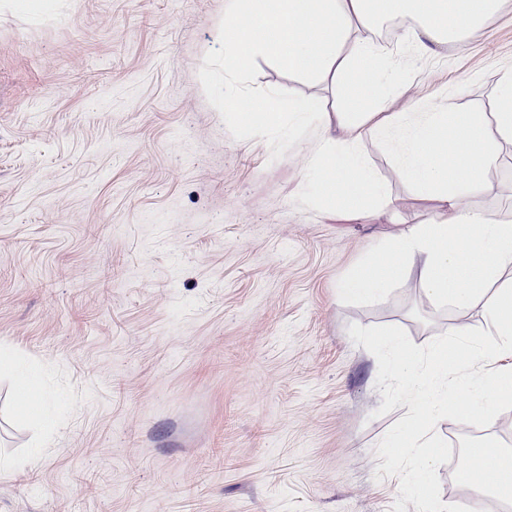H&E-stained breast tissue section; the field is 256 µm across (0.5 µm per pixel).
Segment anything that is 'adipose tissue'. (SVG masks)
<instances>
[{"instance_id": "ef3b65f1", "label": "adipose tissue", "mask_w": 512, "mask_h": 512, "mask_svg": "<svg viewBox=\"0 0 512 512\" xmlns=\"http://www.w3.org/2000/svg\"><path fill=\"white\" fill-rule=\"evenodd\" d=\"M241 16L233 37L224 41L225 66L239 69L256 56L270 57L281 69L316 78H342L352 106L341 113L343 136L325 132L310 161L323 199L358 210L383 187L352 144L377 136L394 148L395 164L438 210L430 223L412 224L397 247L377 261L354 268L342 280L345 295H382L408 267L418 271L419 286L437 307L483 309L492 344L473 342L469 324L453 326L449 337L416 353L394 347V371L412 398L415 416L402 433L408 447L420 449L419 475L436 459L434 427L447 416L464 421L489 406L512 401V369L490 366V357L512 351V224L493 222L468 208V201L489 192L486 175L498 162L484 123L474 115L444 111L392 112L365 127L360 111L369 101L385 102L397 71L372 33L386 22L409 24V38L426 53L491 18L500 0H229ZM471 351L477 367L473 403L452 413L447 393L451 345Z\"/></svg>"}]
</instances>
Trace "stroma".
Returning <instances> with one entry per match:
<instances>
[{"instance_id": "stroma-1", "label": "stroma", "mask_w": 512, "mask_h": 512, "mask_svg": "<svg viewBox=\"0 0 512 512\" xmlns=\"http://www.w3.org/2000/svg\"><path fill=\"white\" fill-rule=\"evenodd\" d=\"M227 4L0 0V456L32 460L0 476V512H502L453 460L484 435L512 445V406L438 423L423 489L402 490L416 458L387 444L408 393L386 334L420 352L462 320L480 342L483 313L436 308L414 271L379 298L338 292L434 201L367 136L388 205L350 215L305 177L318 119L250 137L225 91L350 103L267 57L225 68ZM386 47L399 81L367 125L417 106L491 120L512 0L436 55ZM495 148L470 205L506 220L512 144ZM24 373L42 417L14 412Z\"/></svg>"}]
</instances>
